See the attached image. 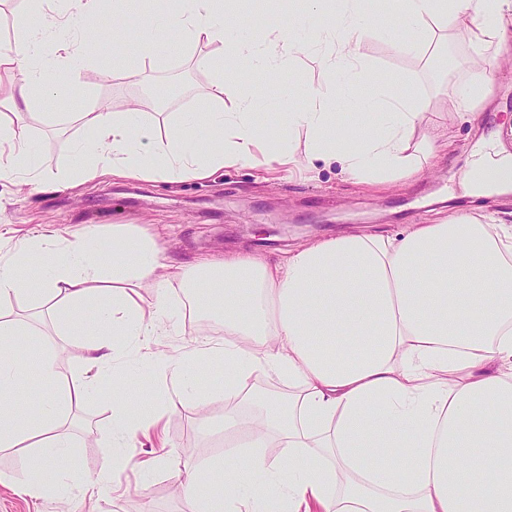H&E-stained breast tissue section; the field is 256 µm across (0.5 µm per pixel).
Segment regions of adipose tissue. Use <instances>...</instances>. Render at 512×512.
Instances as JSON below:
<instances>
[{"label": "adipose tissue", "mask_w": 512, "mask_h": 512, "mask_svg": "<svg viewBox=\"0 0 512 512\" xmlns=\"http://www.w3.org/2000/svg\"><path fill=\"white\" fill-rule=\"evenodd\" d=\"M51 28L21 18L22 34L0 52V179L39 191V159L21 113L57 94L51 73L66 68L65 90L80 95L85 52L76 20L104 8L119 14L132 0H67ZM372 0H303L297 20L243 36L224 21L223 0H177L136 29L142 50L169 30L187 46L218 45L245 71L284 68L317 52L333 82L361 84L371 72L359 52L376 22ZM392 21L408 31L393 52L419 51L435 27L463 26L476 51L470 80L449 97L454 112L473 116L489 77L512 42V0H393ZM213 108L185 112L166 137L155 136L141 112L96 106L79 113L91 137L56 188L105 176L166 183L206 180L263 158L283 173H308L316 162L338 165L358 181L411 177L421 156L438 146L413 145L422 120L412 95H391L377 83L380 110L353 149L336 137V98L317 87L288 89L284 122L262 136L251 93L225 84L210 57ZM205 131L197 140L196 131ZM474 196L512 192V155L482 145L468 172ZM37 267L38 282L21 276ZM217 284L198 316L224 321V345L182 357L158 355L151 371L160 399L203 409L196 383L213 362L224 365L227 454L188 471L180 491L192 512H512V225L463 212L439 224H411L392 234L352 231L307 242L272 263L241 252L188 265L168 261L158 240L129 224L112 227V246L85 229L63 238L39 234L0 259V298L28 295L79 335L88 361L109 377L122 339L150 342L179 311L168 290ZM153 289L144 303L139 291ZM34 331L0 312V451L27 453V474L0 471V486L32 499L57 495L58 477L82 485L81 459L63 429L75 409L96 397L97 384L65 387L51 350L39 379L46 392L36 409L16 391L21 358ZM267 370L287 381L288 395L256 390ZM111 456L95 473L109 484L129 460V443L149 434L126 385L112 384ZM54 480H46V473Z\"/></svg>", "instance_id": "obj_1"}]
</instances>
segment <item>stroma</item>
Here are the masks:
<instances>
[{
    "instance_id": "obj_1",
    "label": "stroma",
    "mask_w": 512,
    "mask_h": 512,
    "mask_svg": "<svg viewBox=\"0 0 512 512\" xmlns=\"http://www.w3.org/2000/svg\"><path fill=\"white\" fill-rule=\"evenodd\" d=\"M229 23L245 31L274 27L286 16L280 0H225ZM447 37L431 41L421 52H391L378 33H371L360 47L374 76H386L394 92L419 96L425 114L414 139L421 142L434 126L448 125L456 147L437 165L422 161L417 178L385 185H367L345 179L338 166L321 165L309 174L287 176L258 164L227 169L207 180L163 183L142 179H112L81 183L56 191L51 184L74 164L78 142L88 131L75 113L100 101L112 111L123 112L138 104L144 121L154 128H169L181 112H204L209 99L211 74L195 68V56L216 53L205 43L185 48L172 31L149 54H141L134 40L117 46L113 41L90 42V81L82 98L48 97L26 115L30 138L40 159L46 190L28 193L14 183L0 181V259L10 256L18 243L37 233L68 236L92 225L104 242H111L116 224H137L164 241L168 259L188 263L200 257H220L249 251L271 261L284 257L296 245L358 228L395 233L410 224H434L457 211L486 210L498 221L512 225V195L475 198L464 183L472 153L483 143L499 140L512 152V50L503 56L492 75V93L481 103L476 119L460 117L448 108L454 87L472 72L474 49L468 36L447 26ZM241 83L254 92L255 120L277 125L288 86L325 83L326 75L315 56L295 67L275 73L260 69L239 73ZM32 327L37 348L26 359L27 373L20 380L24 407L36 406L44 392L37 380L39 353L51 346L62 377L95 379L96 368L87 360L80 340L42 314ZM224 342V323L207 326L179 322L118 363L129 373L128 386L142 402H154L149 362L156 353L170 356L189 353L200 341ZM222 375L213 371L199 379V391L211 411L212 423L201 429L196 409L173 400L166 402L161 424L170 455L166 466L140 474L136 461L149 456L157 441L141 435L130 442L134 462L116 474L110 489L96 492L97 512H190L178 486L187 469L223 456L226 450L221 425L224 396L218 390ZM112 409L108 399L95 398L67 423L73 451L88 467L100 465L112 453ZM79 488L65 494L33 500L0 487V512H84Z\"/></svg>"
}]
</instances>
